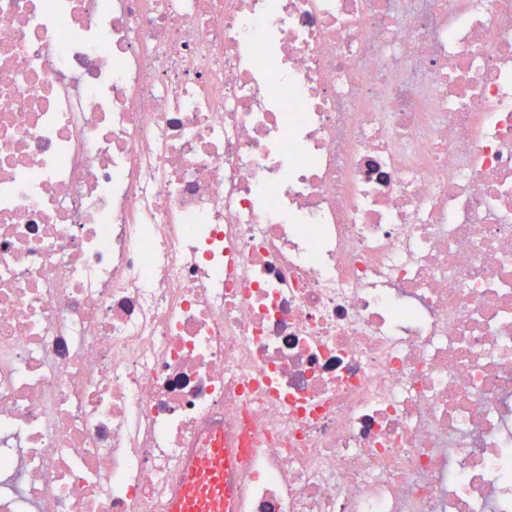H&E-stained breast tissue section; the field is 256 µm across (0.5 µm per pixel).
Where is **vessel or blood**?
Instances as JSON below:
<instances>
[{"label": "vessel or blood", "mask_w": 512, "mask_h": 512, "mask_svg": "<svg viewBox=\"0 0 512 512\" xmlns=\"http://www.w3.org/2000/svg\"><path fill=\"white\" fill-rule=\"evenodd\" d=\"M231 469L225 449H204L185 473L171 512H225L233 488Z\"/></svg>", "instance_id": "1"}]
</instances>
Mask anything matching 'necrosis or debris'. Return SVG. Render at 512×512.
Listing matches in <instances>:
<instances>
[{
  "mask_svg": "<svg viewBox=\"0 0 512 512\" xmlns=\"http://www.w3.org/2000/svg\"><path fill=\"white\" fill-rule=\"evenodd\" d=\"M512 512V0H0V512ZM231 469L225 448H205L185 473L171 512H224L233 489Z\"/></svg>",
  "mask_w": 512,
  "mask_h": 512,
  "instance_id": "obj_1",
  "label": "necrosis or debris"
}]
</instances>
